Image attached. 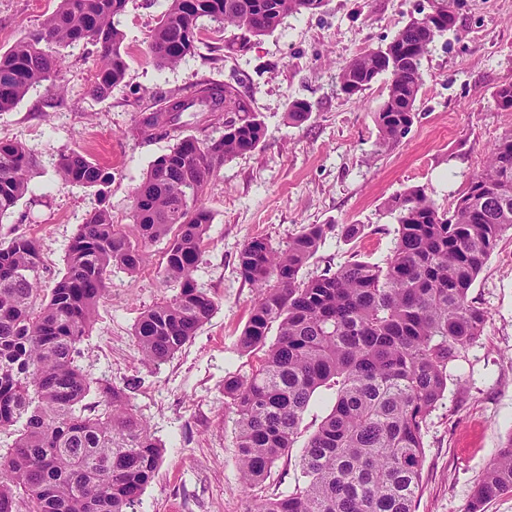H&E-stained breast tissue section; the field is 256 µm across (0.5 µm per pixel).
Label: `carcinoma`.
<instances>
[{
    "label": "carcinoma",
    "mask_w": 512,
    "mask_h": 512,
    "mask_svg": "<svg viewBox=\"0 0 512 512\" xmlns=\"http://www.w3.org/2000/svg\"><path fill=\"white\" fill-rule=\"evenodd\" d=\"M325 0H167L151 31L149 53L159 69L196 48L201 23L260 37L283 20L321 9ZM127 0H60L37 28L0 53V112L33 89L56 85L60 49H100L91 92L108 97L124 79V34L116 18ZM386 45L339 67L337 80L357 96L383 74L388 92L375 113L380 144L399 141L416 117L422 59L435 39L455 28L464 0H428ZM512 111V83L492 93ZM139 113L132 136L168 137L181 113L200 105L224 112V132L206 141L177 139L151 161L135 191L130 235L105 208H94L70 241L66 270L50 297L37 302L43 265L37 239L0 241V433L14 435L0 452V512H134L160 464L162 445L133 413L140 381L116 386L78 365L80 345L96 321L112 269L135 273L148 246L167 240L163 282L175 294L145 310L133 336L142 360L160 365L211 318L217 302L198 287L212 212L205 189L224 161L255 150L266 127L248 97L231 83L174 96ZM311 114L303 100L287 118ZM155 130L144 133V117ZM36 160L18 140H0V217L29 192ZM64 185L95 187L108 172L84 154L59 155ZM398 224L384 262L353 260L314 276L303 270L325 243L329 227L307 224L283 249L264 238L246 243L238 266L259 299L238 338L241 351L264 350L249 372L224 379L237 416L236 462L243 486L264 481L294 447L302 416L321 387L335 390L332 411L302 448L293 490L256 512H415L424 458L423 432L448 388V369L484 332L487 312L469 291L499 242L512 231V133L489 150L453 208L439 211L425 188L412 186L387 201ZM276 338L266 344L271 331ZM96 401L86 402L90 393ZM512 492V435L476 485L468 512Z\"/></svg>",
    "instance_id": "carcinoma-1"
}]
</instances>
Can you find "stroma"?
Here are the masks:
<instances>
[{
    "mask_svg": "<svg viewBox=\"0 0 512 512\" xmlns=\"http://www.w3.org/2000/svg\"><path fill=\"white\" fill-rule=\"evenodd\" d=\"M59 0H0V52L37 28ZM426 0H326L314 12L285 18L274 32L239 38L236 30L205 27L196 48L173 68L155 66L150 32L164 0H128L119 17L125 78L104 100L91 94L99 58L94 47L64 48L63 92L38 88L0 114V140H20L37 160L29 192L0 217V239L27 234L43 257L40 281L50 291L65 272L69 242L88 211L107 208L113 223L134 232L133 191L149 163L172 139L138 140L130 130L141 109L210 82H229L250 99L267 128L255 150L225 162L207 186L213 213L200 288L217 308L167 362H142L133 337L141 313L172 289L159 269L162 244L150 248L137 274L113 271L97 320L81 345L80 365L113 384L140 382L131 402L162 443L153 482L135 512H253L261 500L293 489L300 445L276 462L269 477L243 490L235 462L236 416L224 380L248 372L252 355L237 340L258 292L241 276L238 255L259 237L274 247L307 224H327L326 242L306 275L353 259L390 256L397 224L386 201L425 187L448 210L483 169L489 147L512 130V111L495 108L492 93L512 83V0H466L454 31L437 38L421 65L416 118L399 142L382 146L374 114L387 95V76L349 97L336 82L340 64L386 45ZM241 39L240 51H224ZM311 105L308 120L286 118L291 101ZM82 150L108 179L92 188L62 185L58 156ZM360 224L354 240L340 233ZM488 314L483 335L450 368L448 388L423 435L425 457L415 512H467L473 489L512 435V236L500 241L470 292Z\"/></svg>",
    "mask_w": 512,
    "mask_h": 512,
    "instance_id": "1",
    "label": "stroma"
}]
</instances>
